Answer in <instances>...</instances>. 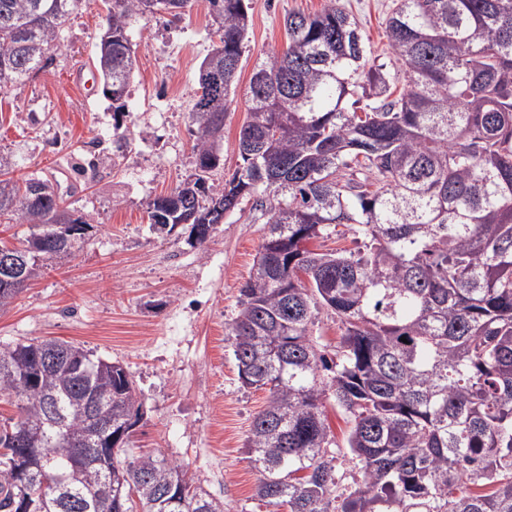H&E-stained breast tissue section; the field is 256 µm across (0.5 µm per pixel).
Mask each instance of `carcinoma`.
<instances>
[{"label":"carcinoma","mask_w":512,"mask_h":512,"mask_svg":"<svg viewBox=\"0 0 512 512\" xmlns=\"http://www.w3.org/2000/svg\"><path fill=\"white\" fill-rule=\"evenodd\" d=\"M206 2L218 42L188 116L196 173L150 200L148 217L158 234L189 224L200 247L247 197L267 224L227 329L243 384L268 392L246 440L255 495L283 512H512V0H398L392 72L368 63L336 0L288 14L285 47L254 67L241 164L219 190L209 180L249 6ZM78 3L0 0V92L45 67ZM104 3L94 67L120 112L137 69L132 23L179 20L195 0ZM353 163L374 190L341 183ZM9 167L0 155V219L32 231L0 247L28 252L0 309L90 227L49 181L2 178ZM339 224L358 250L309 248ZM322 308L342 330L332 358L311 331ZM2 393L17 412L0 425V512L48 477L41 512H224L183 465L129 447L142 403L120 362L59 339L17 342L0 349ZM329 393L352 421L361 474L342 495Z\"/></svg>","instance_id":"carcinoma-1"}]
</instances>
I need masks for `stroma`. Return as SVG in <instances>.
<instances>
[{
  "label": "stroma",
  "instance_id": "1",
  "mask_svg": "<svg viewBox=\"0 0 512 512\" xmlns=\"http://www.w3.org/2000/svg\"><path fill=\"white\" fill-rule=\"evenodd\" d=\"M358 22L369 62L392 65L386 18L395 0H337ZM325 0H249L239 83L258 58L282 49L288 13L312 14ZM103 0H81L65 25L49 66L26 84L0 93V153L17 179L57 183L66 206L92 226L90 240L38 276L0 309V346L56 338L93 357L120 361L132 375L144 417L134 447L183 464L195 486L224 512H273L255 495L257 475L245 448L251 422L268 394L243 386L226 332L240 310V290L254 271L265 226L251 203L218 225L206 248L189 240V225L158 235L147 203L194 174L188 112L200 63L216 39L204 0L171 23L134 22L129 37L138 72L126 109L102 93L93 59L104 25ZM83 72L85 87L73 82ZM244 103L224 122V166L210 182L222 187L238 164ZM128 148L119 163L102 159L93 179L73 167L113 134Z\"/></svg>",
  "mask_w": 512,
  "mask_h": 512
}]
</instances>
